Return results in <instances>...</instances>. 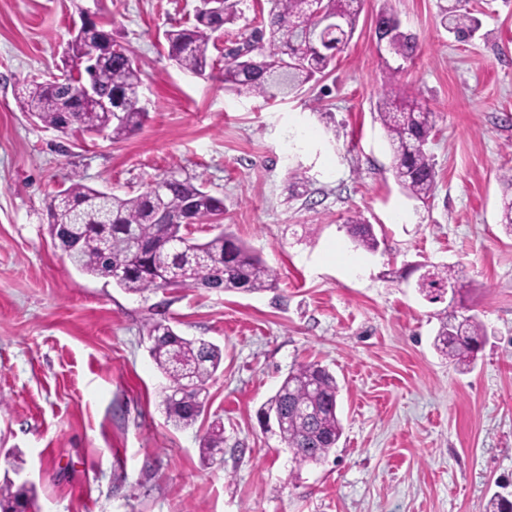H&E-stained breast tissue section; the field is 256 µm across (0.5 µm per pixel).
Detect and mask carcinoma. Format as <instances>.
<instances>
[{
    "mask_svg": "<svg viewBox=\"0 0 512 512\" xmlns=\"http://www.w3.org/2000/svg\"><path fill=\"white\" fill-rule=\"evenodd\" d=\"M364 0H319V14L313 15L307 0H274L268 19L267 41L241 32L242 45L224 55V85L239 95L265 100L286 98L319 80L335 59L336 52L351 40ZM240 0H200L195 23L164 32L168 55L183 70L205 76L214 68L211 49L224 32V25L236 19ZM441 24L458 40L470 38L478 19L463 0L443 9ZM108 20L94 27L91 41L112 49L90 70L80 65L85 43L71 39L65 50V66L77 70L56 80L33 81L21 95V110L37 118L48 129H56L64 112H76L81 133H94L113 142L140 129L148 112L135 101L141 84V69L135 51L109 34ZM320 32V43L308 46L306 31ZM377 36L386 38L389 52L406 62L413 58L417 38L400 30L397 19L382 13L376 19ZM91 79L106 98L108 112L95 104L79 101L78 86ZM377 119L384 127L393 150L395 177L407 195L426 201L436 188L435 163L427 150L435 129L433 113L413 100H402L390 91L376 103ZM504 192L500 223L512 233V169L503 175ZM57 191L48 204L49 233L71 262L82 272L108 278L128 293L150 289L211 288L260 292L273 287L275 272L232 232L221 229L205 241L190 239L182 244L185 230L180 224L158 223V208L181 213L186 200L193 201L195 214L203 224L224 215V202L211 195L204 184L174 174L148 183L136 194L120 196L92 188L74 176ZM348 235L357 246L374 251L378 239L371 224L351 220ZM455 281L452 267H435L434 280L417 285L429 297L441 283ZM483 325L473 316L454 321L439 318L434 347L457 367L469 368L477 360ZM150 356L165 376L169 387L190 385V390L171 398L163 393L162 403L169 421L176 427L194 425L204 411L207 385L220 368L224 354L216 344L203 338L188 339L167 322L147 326ZM339 386L328 368L316 362L289 371L276 393L259 409V418L272 420L281 441L301 467L325 460L343 433L338 417ZM224 448V427L212 426L202 437L200 452L212 459ZM35 495L26 485H0V512H31Z\"/></svg>",
    "mask_w": 512,
    "mask_h": 512,
    "instance_id": "carcinoma-1",
    "label": "carcinoma"
}]
</instances>
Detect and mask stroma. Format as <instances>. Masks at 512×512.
<instances>
[{"label": "stroma", "mask_w": 512, "mask_h": 512, "mask_svg": "<svg viewBox=\"0 0 512 512\" xmlns=\"http://www.w3.org/2000/svg\"><path fill=\"white\" fill-rule=\"evenodd\" d=\"M449 0H365L327 75L264 102L179 69L166 29L198 0H0V484L32 483L41 512H485L512 492V234L499 222L512 167V0H470L481 28L457 41ZM133 47L149 117L127 139L63 137L21 112L27 81L63 71L81 10ZM393 14L418 48L392 73L375 19ZM388 89L437 116L433 198H409L374 105ZM173 172L223 199L222 223L277 276L248 293L130 294L79 271L48 233L71 175L122 195ZM373 224L377 251L345 225ZM454 267L432 303L411 265ZM473 315L487 341L472 370L433 337L440 312ZM166 320L220 345L194 426L168 422L146 326ZM320 362L340 387L343 435L295 467L259 408L289 370ZM224 427V454L201 437ZM224 448V427L221 425L212 426L202 437L200 452L203 457L214 459Z\"/></svg>", "instance_id": "obj_1"}]
</instances>
